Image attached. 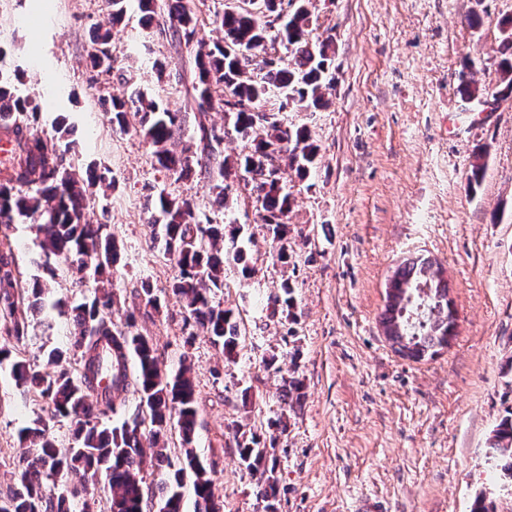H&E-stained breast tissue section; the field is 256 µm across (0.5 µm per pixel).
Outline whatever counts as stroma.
<instances>
[{
	"label": "stroma",
	"mask_w": 512,
	"mask_h": 512,
	"mask_svg": "<svg viewBox=\"0 0 512 512\" xmlns=\"http://www.w3.org/2000/svg\"><path fill=\"white\" fill-rule=\"evenodd\" d=\"M317 26L335 44L329 108L292 112L320 147L307 178L288 173L293 197L284 241L260 223L249 189L231 219L244 228L253 272L224 266L216 302L239 324L235 362L211 336L190 334L171 291L175 269L154 248L145 209L150 189L207 202L197 175L169 184L135 129H112L111 96L140 88L177 112L193 113L194 48L145 27L137 6L110 25L106 0H0L5 65L48 107L41 129L65 115L77 143L75 164L104 163L115 185L96 196L89 220L108 215L118 242L112 314L134 315L161 367H192L198 402L192 446L214 481L221 512H470L477 496L496 512H512V479L490 455L493 430L512 409V95L479 110L462 99L467 77L496 90L501 20L512 0H316ZM480 21L470 27V18ZM111 27L116 79H93L86 57L96 27ZM165 65L157 75L154 61ZM484 166L477 189L474 163ZM24 279H47L30 222L0 224ZM287 261H280V251ZM424 255L447 271L457 328L448 346L414 361L383 336L386 286L404 259ZM293 290L283 307L282 282ZM149 283L159 309L139 293ZM93 280L69 270L56 296L63 307L30 317L22 341L0 344L44 364L50 348L67 347L70 307L89 296ZM304 400H282L288 378ZM41 400L18 389L0 368V489L21 455L19 432L44 415ZM284 418L272 449L278 489L273 506L255 494L256 478L232 439L240 424L268 438Z\"/></svg>",
	"instance_id": "stroma-1"
}]
</instances>
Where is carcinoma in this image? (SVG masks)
Wrapping results in <instances>:
<instances>
[{
  "label": "carcinoma",
  "instance_id": "obj_1",
  "mask_svg": "<svg viewBox=\"0 0 512 512\" xmlns=\"http://www.w3.org/2000/svg\"><path fill=\"white\" fill-rule=\"evenodd\" d=\"M214 14V31L222 37L198 38L195 13L184 0H138L146 24L167 25L186 44H196L195 81L192 85L197 112L195 133L184 138L186 114L172 112L154 98L133 89L125 98L114 97L112 126L124 131L135 119L151 149L153 164L165 170L173 182H183L200 171L207 175L212 206L229 215L238 202L237 189L228 182L234 176L252 184L260 222L282 240L288 237L291 194L287 183L263 177V168L280 163L304 179L316 164L319 146L310 130L285 121L283 111L325 109L326 91L334 83L331 38L313 35V0H242ZM287 19L276 24L281 15ZM503 88L493 96L512 94V18L500 22ZM115 48L109 30L97 31L90 45V67L112 75ZM15 71L0 66V135L12 143L10 157L0 167V224L28 219L41 237L43 266L50 281L23 284L10 243L0 242V324L6 335L20 340L27 335L29 313L51 295L56 280L52 262L65 263L79 272L88 271L96 283L94 293L71 308L72 342L66 349L53 348L47 362L59 363L72 354L79 359L78 374L66 369L42 370L11 350L0 346V366H9L16 386L32 391L47 405V417L21 431L25 465L13 474V486L0 492V512H73L78 490L56 491V481L81 475V488L105 478L111 488L110 512H144L147 503L141 472L145 459L161 473L157 512H181L184 478L192 475L199 512H219L214 502L213 480L188 447L194 432L197 406L195 389L187 371L169 376L159 366L155 349L140 333L132 331L133 319L118 327L112 322L115 293L110 274L117 258V242L108 221L92 224L85 210L93 195L113 186L109 169L90 165L81 170L73 163L77 142L59 144L39 131L42 106L21 89ZM221 93L224 125L208 119L215 93ZM236 135L247 142L246 150L221 157L224 139ZM146 210L153 228V242L172 261L177 274L172 292L182 303L186 321L212 336L224 358L238 355L239 326L233 312L213 304L211 295L224 288V263L233 261L244 275H251L243 227L221 224L201 208L195 196L160 190L148 196ZM392 287L414 294L386 311L402 325L406 346L429 353L448 345L454 336L456 315L448 292L427 276L426 258L407 259L398 269ZM133 389L138 395L133 422H104L114 410L112 392ZM303 398L302 383L291 379L285 404ZM73 423L72 443L62 447L51 435L58 418ZM182 434L183 464L174 467L168 434L172 426ZM234 439L240 460L260 474L257 497L275 512L276 460L255 434L236 429ZM503 474L512 479V412L496 426L490 442Z\"/></svg>",
  "mask_w": 512,
  "mask_h": 512
}]
</instances>
